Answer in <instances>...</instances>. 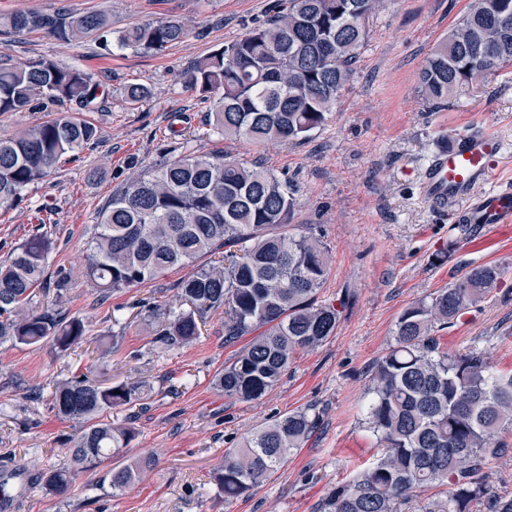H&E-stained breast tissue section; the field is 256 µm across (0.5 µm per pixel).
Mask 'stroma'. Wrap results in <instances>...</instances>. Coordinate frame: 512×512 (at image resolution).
Listing matches in <instances>:
<instances>
[{
    "instance_id": "35a3bbf8",
    "label": "stroma",
    "mask_w": 512,
    "mask_h": 512,
    "mask_svg": "<svg viewBox=\"0 0 512 512\" xmlns=\"http://www.w3.org/2000/svg\"><path fill=\"white\" fill-rule=\"evenodd\" d=\"M278 0H0V13L34 9L107 10L112 29L174 18L184 38L160 54H138L115 41L63 44L47 33L1 35L0 55L15 61L53 56L94 75L100 94L88 120L99 142L79 161L29 185L0 209V261L29 235L51 232L57 246L50 272H63L70 288L62 301L98 337L123 325L121 349L98 371L104 382L145 385V406L112 409L113 423L132 422L127 449L150 460L121 493L109 486V464L77 472L71 496L32 488L16 512H317L333 488L374 462L376 439L367 428L371 367L390 348L398 317L412 302L448 287L460 266L494 262L506 273L487 301L439 333L448 350L489 353L512 371V239L483 250L467 246L460 225L432 210L420 194L422 170L449 130L487 115L507 145L497 185L512 188V66L477 90L435 109L419 91L421 69L449 27L472 0H381L355 73L324 125L306 140L256 145L227 139L214 129L210 105L181 80L200 57L240 39L272 16ZM141 84L150 96L128 108L124 88ZM221 152L255 162L297 187L294 223L320 235L331 273L321 296L344 303L335 336L297 351L278 385L255 401L225 398L214 378L240 349L224 341V315L202 324L200 336L172 351L157 347L137 302L184 307L176 291L184 270L98 303L85 275L84 249L98 214L113 193L147 169L188 152ZM449 249L443 264L433 262ZM95 358L81 343L68 351L53 344L0 343V464L46 472L69 462L79 431L51 409L58 381ZM315 407L318 429L275 474L247 494L224 501L211 482L224 451L275 416Z\"/></svg>"
}]
</instances>
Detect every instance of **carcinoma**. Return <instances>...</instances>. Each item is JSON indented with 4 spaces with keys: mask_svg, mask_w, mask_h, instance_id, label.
Segmentation results:
<instances>
[{
    "mask_svg": "<svg viewBox=\"0 0 512 512\" xmlns=\"http://www.w3.org/2000/svg\"><path fill=\"white\" fill-rule=\"evenodd\" d=\"M380 0H288L287 6L242 38L199 59L183 75L186 87L207 95L214 128L224 137L257 144L302 141L321 127L354 75ZM107 12L0 14V34L41 29L65 44L109 33ZM173 19L136 23L118 43L157 54L182 40ZM512 64V0H479L434 47L420 73V92L438 107ZM99 83L90 73L54 57L13 63L0 56V113L28 112L41 99L94 109ZM149 90L125 89L136 106ZM94 123L69 111L0 135V208L12 207L30 184L49 175L65 156L79 158L98 141ZM295 185L262 167L222 152L186 153L127 183L99 212L88 245L87 273L100 300L152 281L174 268L193 267L177 283L187 308L151 306L155 341L173 350L201 335L210 312H224V342L252 336L224 364L216 387L224 396L257 400L279 383L295 351L314 349L336 333L342 311L319 299L329 275L327 247L291 223ZM55 241L37 233L0 263V343H53L59 350L87 341L78 316L51 306L28 308L40 290L62 299L68 281L49 275ZM207 261H201V258ZM503 276L499 264L469 268L446 288L406 308L394 343L371 378L366 423L381 455L349 483L332 489L318 512H402L413 493L444 486L422 512H512L484 478L487 461L512 449L498 439L512 427V372L487 353H457L435 332L454 325L488 299ZM145 400L141 386L104 385L90 367L56 384L55 415L82 423L70 449L79 469L96 467L135 438L132 422L114 425L107 412ZM313 408L283 414L224 452L212 477L226 499L251 491L275 474L316 428ZM133 461L109 470L112 493L139 476ZM63 495L72 472L42 477Z\"/></svg>",
    "mask_w": 512,
    "mask_h": 512,
    "instance_id": "obj_1",
    "label": "carcinoma"
}]
</instances>
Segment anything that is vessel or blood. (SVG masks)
I'll list each match as a JSON object with an SVG mask.
<instances>
[{"label":"vessel or blood","instance_id":"obj_1","mask_svg":"<svg viewBox=\"0 0 512 512\" xmlns=\"http://www.w3.org/2000/svg\"><path fill=\"white\" fill-rule=\"evenodd\" d=\"M503 153L500 135L489 125L452 130L426 165L421 194L451 223L466 227L472 249L512 238V192L499 190L475 196V189L496 179ZM24 472H0V512H13L27 490Z\"/></svg>","mask_w":512,"mask_h":512}]
</instances>
